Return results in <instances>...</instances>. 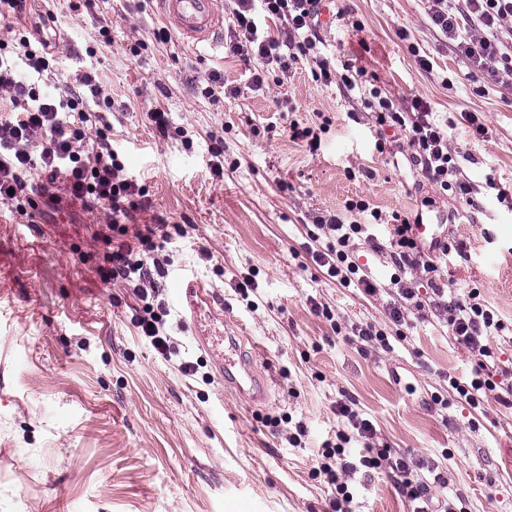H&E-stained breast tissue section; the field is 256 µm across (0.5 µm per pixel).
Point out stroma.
I'll use <instances>...</instances> for the list:
<instances>
[{
    "instance_id": "stroma-1",
    "label": "stroma",
    "mask_w": 512,
    "mask_h": 512,
    "mask_svg": "<svg viewBox=\"0 0 512 512\" xmlns=\"http://www.w3.org/2000/svg\"><path fill=\"white\" fill-rule=\"evenodd\" d=\"M326 5L334 20L319 29L324 53L363 68V87L395 106L426 100L477 187L473 202L421 176L403 136L376 123L375 98H346L314 81L309 64L285 79L270 74L255 91L228 46L156 42L155 0H94L80 14L68 0H28L18 26L35 28L50 12L61 39L56 70L27 79L57 97L84 75L99 82L112 147L147 189L149 207L134 220H161L170 232L157 252L168 260L158 281L166 329L178 360L200 368L188 376L163 360L131 321V289L101 281L103 213L44 199L31 224L0 203V512H332L336 491L317 469L323 443L344 427L333 410L344 393L373 421L375 447L438 466L467 512H512V408L490 398L474 409L448 394L449 377L469 376L471 363L433 313L396 326L387 295L325 279L307 252L314 216L343 212L352 198L386 224L421 215L454 247L440 266L448 289H479L512 326V200L497 197L512 187V89L464 80L467 62L424 0ZM419 54L431 70L419 69ZM214 71L224 76L215 100L197 90ZM153 108L168 112L169 138L149 124ZM468 112L488 127L484 140H474ZM325 120L317 152L288 135L290 122ZM488 230L496 243H486ZM183 275L213 294L194 316L178 295ZM246 277L256 289L245 300L237 287ZM355 324L404 339L391 352L372 348ZM217 330L244 335L269 383L265 402L226 387L199 350L198 336ZM439 394L447 407L433 404ZM287 415L306 427L301 446L286 439ZM348 486L354 512L412 508L383 471L352 475Z\"/></svg>"
}]
</instances>
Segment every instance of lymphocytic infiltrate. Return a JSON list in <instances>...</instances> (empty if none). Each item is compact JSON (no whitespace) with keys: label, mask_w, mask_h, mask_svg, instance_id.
Wrapping results in <instances>:
<instances>
[{"label":"lymphocytic infiltrate","mask_w":512,"mask_h":512,"mask_svg":"<svg viewBox=\"0 0 512 512\" xmlns=\"http://www.w3.org/2000/svg\"><path fill=\"white\" fill-rule=\"evenodd\" d=\"M227 29L229 47L244 64L250 65L251 84L262 90L269 70L291 72L294 65L311 64L315 80L341 82L347 91L358 84L349 76H337L330 59L317 48L316 28L320 23L322 0H234ZM427 15L448 41L466 59V80L486 79L512 85V0H426ZM83 91L69 90L66 98L40 95L19 78L7 59L0 56V92L8 98L9 111L0 113V201L14 204L18 212L37 209L31 179L45 175L50 186L65 197L82 201L89 208L103 210L104 223L98 240L110 244L106 267L99 273L105 282H123L132 287L141 307L133 323L141 336L164 360L177 353L165 330L166 311L155 286L162 274L160 263H148L140 255L161 232L158 224L129 223L131 212L143 207L145 190L129 174L119 154L103 130L88 134L85 125L91 114L89 98L99 88L92 76L82 80ZM376 121L403 135L411 150L410 158L422 176L440 191L470 197L474 186L459 170L448 150V136L437 125L430 105L416 97L410 107L396 108L387 98L379 99ZM314 225L324 232V248L314 250L318 266L340 285L355 286L363 294L393 296L389 316L405 322L409 310H428L446 315L455 342L470 353L473 376L469 381L449 378L450 388L470 406L495 397L512 406V367L498 363V348L512 345V334L504 322L488 308L477 290L466 295L449 294L435 281L437 255L448 254V243L434 242L423 247L408 218H396L386 242L375 241L373 227L345 221L343 215L315 216ZM372 242L378 253L389 259L393 268L386 283L376 282L354 259L356 241ZM423 272L431 277L430 294L418 297L408 286L406 274ZM335 412L346 427L335 441L322 445L323 463L319 467L336 489L334 512H353V495L346 482L350 474L386 469L395 485L415 504L414 512H465L448 498L432 499V489H443L447 479L435 467L421 469L409 456L391 458L388 449L371 450L376 435L373 423L362 416L352 399L337 400ZM367 444L357 462L347 461L345 446L351 442Z\"/></svg>","instance_id":"lymphocytic-infiltrate-1"}]
</instances>
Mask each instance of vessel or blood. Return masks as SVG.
<instances>
[{"mask_svg":"<svg viewBox=\"0 0 512 512\" xmlns=\"http://www.w3.org/2000/svg\"><path fill=\"white\" fill-rule=\"evenodd\" d=\"M159 13L172 32L190 48L214 47L224 37L223 17L215 0H156ZM198 342L214 361L225 384L250 402L266 401L267 380L257 379L239 355L236 337L202 336Z\"/></svg>","mask_w":512,"mask_h":512,"instance_id":"1","label":"vessel or blood"}]
</instances>
